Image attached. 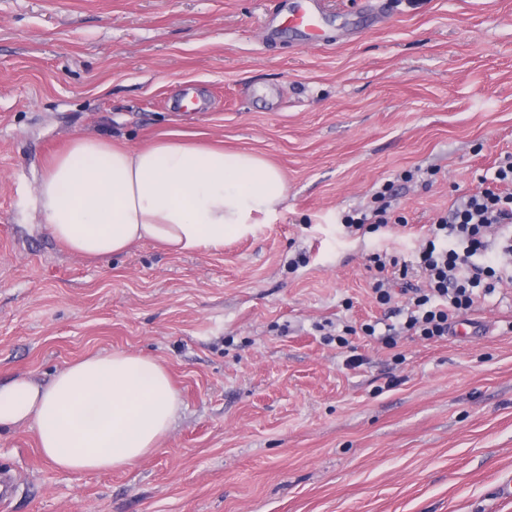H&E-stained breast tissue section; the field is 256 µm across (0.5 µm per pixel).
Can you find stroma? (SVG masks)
<instances>
[{"label": "stroma", "instance_id": "1", "mask_svg": "<svg viewBox=\"0 0 512 512\" xmlns=\"http://www.w3.org/2000/svg\"><path fill=\"white\" fill-rule=\"evenodd\" d=\"M285 2L0 0V383L120 350L181 402L120 471L1 430L5 512H512V282L465 314L474 336L427 342L367 268L512 157V0H326L313 47L265 34ZM173 129L278 166L277 215L193 254L87 260L43 230L34 189L71 137ZM386 184L408 227L346 235Z\"/></svg>", "mask_w": 512, "mask_h": 512}]
</instances>
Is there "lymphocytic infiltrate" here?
Wrapping results in <instances>:
<instances>
[{
	"label": "lymphocytic infiltrate",
	"instance_id": "obj_1",
	"mask_svg": "<svg viewBox=\"0 0 512 512\" xmlns=\"http://www.w3.org/2000/svg\"><path fill=\"white\" fill-rule=\"evenodd\" d=\"M489 187L456 200L449 212L432 218L422 244L409 257L372 254L368 270L372 290L381 304L391 300L390 274L400 279L422 277L424 286L410 290L405 332L436 342L447 337L459 317L472 309L482 291L495 290L502 279L512 280V267L488 263L489 232H503L504 254L512 253V161L493 171ZM351 234L388 232L406 227L384 193H376L369 210L345 215Z\"/></svg>",
	"mask_w": 512,
	"mask_h": 512
}]
</instances>
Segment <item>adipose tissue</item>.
<instances>
[{"instance_id":"obj_1","label":"adipose tissue","mask_w":512,"mask_h":512,"mask_svg":"<svg viewBox=\"0 0 512 512\" xmlns=\"http://www.w3.org/2000/svg\"><path fill=\"white\" fill-rule=\"evenodd\" d=\"M286 193L285 175L262 156L173 130L137 148L73 137L47 163L34 204L52 238L94 259L139 242L176 253L221 249L275 216ZM179 410L164 367L124 351L76 360L46 383L0 385V430L33 425L41 454L75 474L137 464Z\"/></svg>"}]
</instances>
